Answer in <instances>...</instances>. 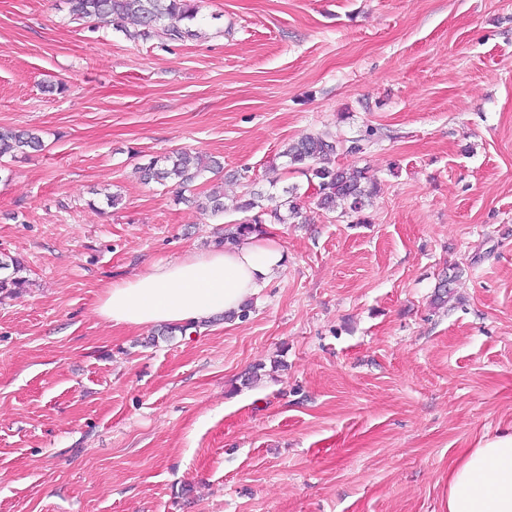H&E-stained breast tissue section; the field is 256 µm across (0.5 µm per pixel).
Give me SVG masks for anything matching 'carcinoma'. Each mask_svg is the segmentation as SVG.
<instances>
[{
    "mask_svg": "<svg viewBox=\"0 0 512 512\" xmlns=\"http://www.w3.org/2000/svg\"><path fill=\"white\" fill-rule=\"evenodd\" d=\"M70 14L77 20L96 21L109 24L132 40H147L153 36L161 37L170 43H179L195 36L192 23L199 13L197 0H67ZM131 20L139 29L130 31L126 21ZM38 134L33 131L17 132L0 128V157L26 149L40 147ZM336 141L324 136H306L289 144L281 156L287 158V167L297 169L316 180L317 205L333 211L340 207L346 212L359 213L370 202L373 188L370 179L360 168H333L329 166L331 157L336 155ZM223 169L221 163L200 153L186 151L154 158L142 168L145 179L160 184L172 182L182 191L191 186L206 172ZM284 199L271 193L249 194L239 209L251 213V216L224 234V243L234 245L249 235L265 234V225L284 224L289 218L299 216L296 201L297 188H282ZM204 211L214 215L224 212V194L216 189L204 193V201L199 203ZM0 294H11L20 289L26 280L20 276L23 271L21 262L16 258H0Z\"/></svg>",
    "mask_w": 512,
    "mask_h": 512,
    "instance_id": "obj_1",
    "label": "carcinoma"
}]
</instances>
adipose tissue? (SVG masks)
<instances>
[{"label":"adipose tissue","mask_w":512,"mask_h":512,"mask_svg":"<svg viewBox=\"0 0 512 512\" xmlns=\"http://www.w3.org/2000/svg\"><path fill=\"white\" fill-rule=\"evenodd\" d=\"M285 262L278 246L250 236L224 250L159 261L142 274L113 283L97 314L129 327L201 323L240 313ZM444 512H512V429L469 449L448 471Z\"/></svg>","instance_id":"1"}]
</instances>
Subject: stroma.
I'll use <instances>...</instances> for the list:
<instances>
[{
	"instance_id": "1",
	"label": "stroma",
	"mask_w": 512,
	"mask_h": 512,
	"mask_svg": "<svg viewBox=\"0 0 512 512\" xmlns=\"http://www.w3.org/2000/svg\"><path fill=\"white\" fill-rule=\"evenodd\" d=\"M194 28L0 0V127L43 141L0 158L28 280L0 297V512H441L449 467L512 426V0H202ZM317 133L374 183L361 216L287 169ZM182 150L223 161L198 183L222 215L140 179ZM274 178L301 217L267 225L285 266L244 318L95 314Z\"/></svg>"
}]
</instances>
